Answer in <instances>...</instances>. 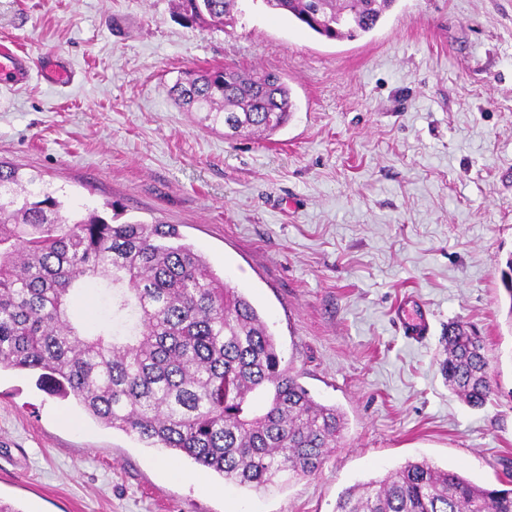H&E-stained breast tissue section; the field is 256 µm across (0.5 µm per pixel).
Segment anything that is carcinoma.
I'll list each match as a JSON object with an SVG mask.
<instances>
[{
  "instance_id": "obj_1",
  "label": "carcinoma",
  "mask_w": 512,
  "mask_h": 512,
  "mask_svg": "<svg viewBox=\"0 0 512 512\" xmlns=\"http://www.w3.org/2000/svg\"><path fill=\"white\" fill-rule=\"evenodd\" d=\"M328 40L372 32L396 0H263ZM190 26L224 27L236 0H174ZM169 95L232 136H271L295 112L277 73L187 70ZM67 211L39 175L0 162V368L37 371L108 427L185 454L255 491L314 475L337 446L343 414L316 402L251 301L224 282L174 224L118 222L121 208ZM95 282L94 323L72 320ZM512 317V257L500 270ZM440 371L469 407L494 392L485 345L448 325ZM335 512H512V489L478 485L426 460L346 489Z\"/></svg>"
}]
</instances>
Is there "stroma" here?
<instances>
[{"label":"stroma","mask_w":512,"mask_h":512,"mask_svg":"<svg viewBox=\"0 0 512 512\" xmlns=\"http://www.w3.org/2000/svg\"><path fill=\"white\" fill-rule=\"evenodd\" d=\"M0 160L75 207L178 225L273 330L293 374L345 415L316 475L255 493L144 447L34 373L0 371V501L21 512H335L347 487L427 460L512 474V0H396L329 41L262 0L188 27L172 0H0ZM56 65L69 75L56 82ZM282 75L296 110L228 137L168 89L192 67ZM427 310L407 338L401 301ZM485 338L497 391L464 405L439 371L449 323ZM185 471L173 480L168 469Z\"/></svg>","instance_id":"stroma-1"}]
</instances>
